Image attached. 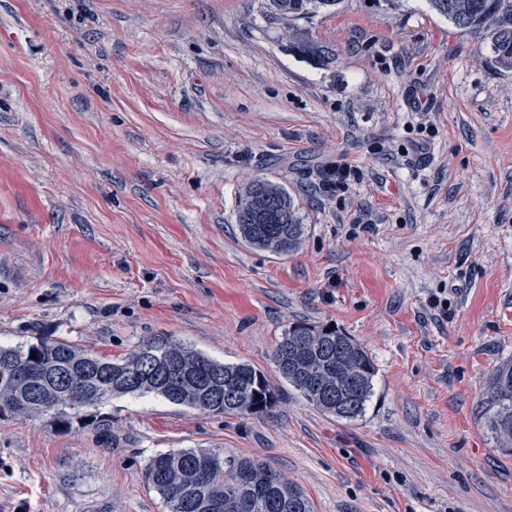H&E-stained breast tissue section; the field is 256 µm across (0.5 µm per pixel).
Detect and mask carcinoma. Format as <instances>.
<instances>
[{"mask_svg": "<svg viewBox=\"0 0 512 512\" xmlns=\"http://www.w3.org/2000/svg\"><path fill=\"white\" fill-rule=\"evenodd\" d=\"M430 8L448 19L458 30L483 37L485 62L496 72H512V0H427ZM340 0H268L269 18L288 27L292 44L319 60L329 52L299 33L296 22L330 10ZM242 238L250 245L278 255L296 251L305 234L294 201L286 189L264 178L247 186L236 212ZM62 356L69 368L62 377L66 386L83 387L92 399L85 411H75L67 398L57 396L54 383L34 377L19 392L0 385V416L36 421L47 415L67 427L70 419L110 432L99 406L114 396L156 395L172 404L183 405L208 415L209 402L217 390L237 393L235 402L224 406V414L240 418L261 416L277 404L278 393L266 375L247 363L224 364L211 360L169 337L143 341L126 357L112 360L94 355L77 344L50 336L26 347H0V364L22 367L30 352L40 348ZM158 352V363H175L172 378L148 375L132 379V367L144 348ZM276 371L319 411L341 420L364 415L372 393L375 368L372 359L355 339L326 325L295 323L273 350ZM328 378L331 388L342 385V405L336 398L313 387L311 373ZM108 376L110 391L98 398L95 373ZM56 399L53 412L44 403ZM483 427L499 450L512 455V362L492 374L483 399ZM219 449L182 448L159 453L146 465L145 479L163 499L170 512H314L307 495L286 476L256 458L223 456V467L214 468Z\"/></svg>", "mask_w": 512, "mask_h": 512, "instance_id": "obj_1", "label": "carcinoma"}]
</instances>
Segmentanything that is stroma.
I'll list each match as a JSON object with an SVG mask.
<instances>
[{"mask_svg": "<svg viewBox=\"0 0 512 512\" xmlns=\"http://www.w3.org/2000/svg\"><path fill=\"white\" fill-rule=\"evenodd\" d=\"M265 0H0V345L52 336L124 357L166 336L265 372L243 419L147 395L110 437L0 418V512H166L144 468L220 448L316 512H512V456L480 420L512 361V75L427 0H341L290 48ZM346 188L319 194L324 166ZM261 177L292 196L288 255L242 239ZM376 373L358 420L278 375L296 322ZM351 165L347 163H336L326 166L318 184L319 190L323 193H330L335 189L344 188L351 176Z\"/></svg>", "mask_w": 512, "mask_h": 512, "instance_id": "35a3bbf8", "label": "stroma"}]
</instances>
